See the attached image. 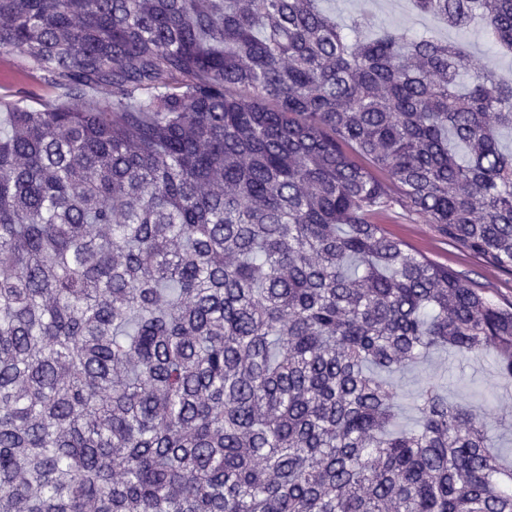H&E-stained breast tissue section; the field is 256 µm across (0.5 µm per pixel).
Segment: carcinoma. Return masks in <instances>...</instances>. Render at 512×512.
<instances>
[{"instance_id":"cac0c4a2","label":"carcinoma","mask_w":512,"mask_h":512,"mask_svg":"<svg viewBox=\"0 0 512 512\" xmlns=\"http://www.w3.org/2000/svg\"><path fill=\"white\" fill-rule=\"evenodd\" d=\"M321 0H0L70 107H0V512H512V302L383 227L512 273V82ZM512 52V0H409ZM490 359H477L467 367L459 368L447 352L439 351L428 355L419 365L395 377L403 405L401 421L410 424L415 418L411 395L428 379L444 377L448 385V399L474 405H484L492 396H500L511 388L504 389L497 384Z\"/></svg>"}]
</instances>
